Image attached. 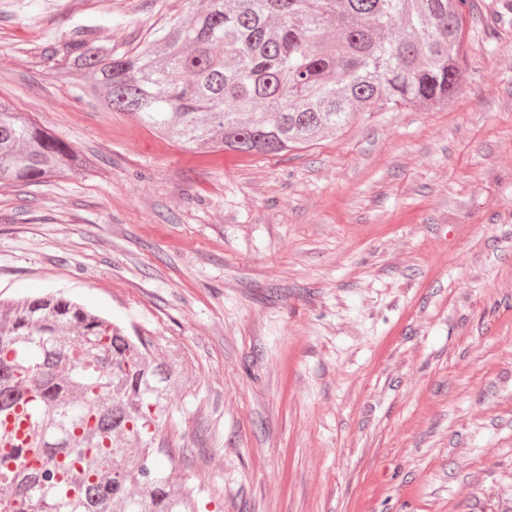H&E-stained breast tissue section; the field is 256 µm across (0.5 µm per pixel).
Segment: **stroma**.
I'll use <instances>...</instances> for the list:
<instances>
[{
    "label": "stroma",
    "mask_w": 512,
    "mask_h": 512,
    "mask_svg": "<svg viewBox=\"0 0 512 512\" xmlns=\"http://www.w3.org/2000/svg\"><path fill=\"white\" fill-rule=\"evenodd\" d=\"M191 0H0V98L91 156L0 187V299L63 292L177 361L173 481L216 512H512V0L447 108L197 155L36 67Z\"/></svg>",
    "instance_id": "1"
}]
</instances>
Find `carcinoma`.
I'll list each match as a JSON object with an SVG mask.
<instances>
[{
    "label": "carcinoma",
    "instance_id": "cac0c4a2",
    "mask_svg": "<svg viewBox=\"0 0 512 512\" xmlns=\"http://www.w3.org/2000/svg\"><path fill=\"white\" fill-rule=\"evenodd\" d=\"M116 55L84 29L38 64L191 151L279 155L363 112L442 109L463 82L471 0H197ZM0 99V185L91 165ZM60 292L0 301V512H200L166 433L177 364Z\"/></svg>",
    "mask_w": 512,
    "mask_h": 512
}]
</instances>
